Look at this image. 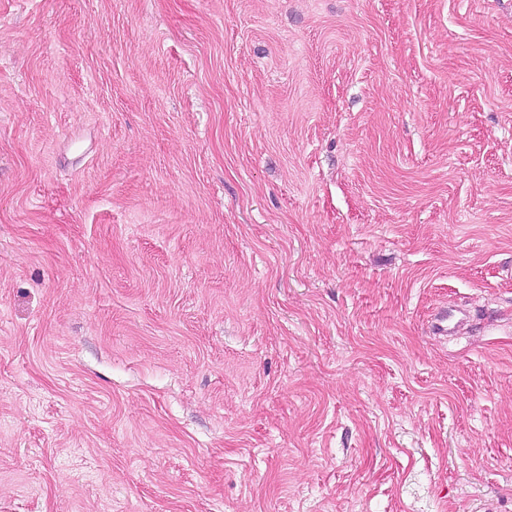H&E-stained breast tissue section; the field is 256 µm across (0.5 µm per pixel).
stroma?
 I'll list each match as a JSON object with an SVG mask.
<instances>
[{
  "label": "stroma",
  "mask_w": 512,
  "mask_h": 512,
  "mask_svg": "<svg viewBox=\"0 0 512 512\" xmlns=\"http://www.w3.org/2000/svg\"><path fill=\"white\" fill-rule=\"evenodd\" d=\"M0 512H512V0H0Z\"/></svg>",
  "instance_id": "stroma-1"
}]
</instances>
